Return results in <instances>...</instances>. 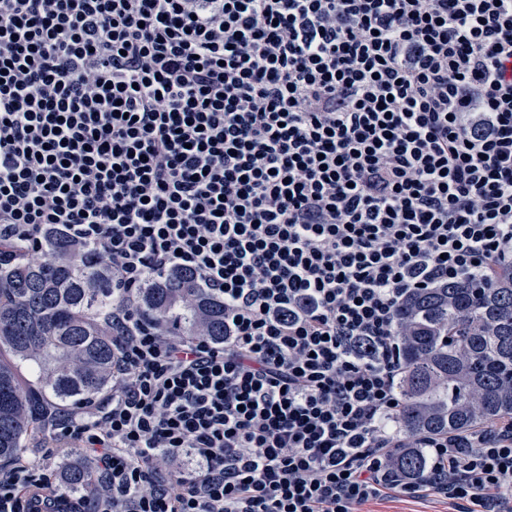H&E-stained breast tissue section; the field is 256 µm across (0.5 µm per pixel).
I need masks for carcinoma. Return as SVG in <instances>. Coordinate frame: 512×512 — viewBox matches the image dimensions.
I'll return each instance as SVG.
<instances>
[{
    "label": "carcinoma",
    "instance_id": "cac0c4a2",
    "mask_svg": "<svg viewBox=\"0 0 512 512\" xmlns=\"http://www.w3.org/2000/svg\"><path fill=\"white\" fill-rule=\"evenodd\" d=\"M46 257H11L0 245V460L27 448L48 412L112 393L116 348L106 317L116 274L99 254L48 228ZM165 333L224 341V303L193 274L151 279L135 301ZM402 371L396 390L410 438L467 433L512 418V268L486 283L462 280L403 300L397 309ZM423 449L394 455L390 478H420ZM61 487L90 491L86 465L64 468Z\"/></svg>",
    "mask_w": 512,
    "mask_h": 512
}]
</instances>
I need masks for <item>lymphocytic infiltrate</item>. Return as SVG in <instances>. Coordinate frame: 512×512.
I'll use <instances>...</instances> for the list:
<instances>
[{"label":"lymphocytic infiltrate","mask_w":512,"mask_h":512,"mask_svg":"<svg viewBox=\"0 0 512 512\" xmlns=\"http://www.w3.org/2000/svg\"><path fill=\"white\" fill-rule=\"evenodd\" d=\"M63 230L120 298L111 396L0 466V512H512V421L402 447L396 310L512 264V0H0V241ZM192 271L224 341L139 288ZM86 459L85 454L80 450H72L66 455L58 454L47 461L49 473L52 480L60 485L58 473L62 470L64 462L70 460L73 462L68 463L64 468V479L61 482V487L68 493L90 491V474L86 465L76 462L74 460ZM430 466L423 448H405L392 458L388 467V475L391 479L395 478L396 480L421 478L427 473ZM366 512H448V504L438 501H422L399 495L371 504Z\"/></svg>","instance_id":"f902f5d3"}]
</instances>
